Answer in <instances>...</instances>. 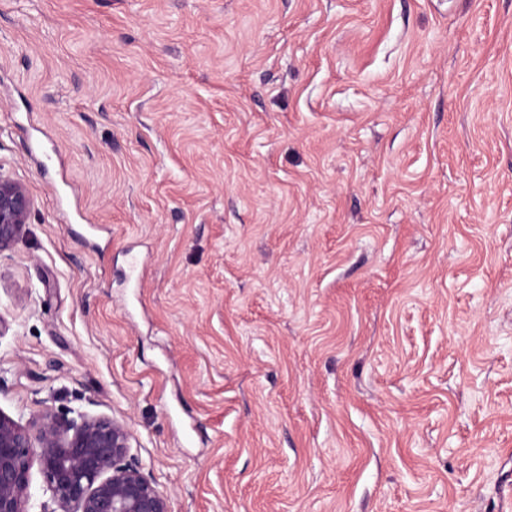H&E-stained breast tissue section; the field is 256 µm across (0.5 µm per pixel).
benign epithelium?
Here are the masks:
<instances>
[{
    "mask_svg": "<svg viewBox=\"0 0 512 512\" xmlns=\"http://www.w3.org/2000/svg\"><path fill=\"white\" fill-rule=\"evenodd\" d=\"M33 200L0 174V253L27 224ZM133 433L114 418L46 410L23 426L0 412V512H29V471L39 466L57 512H170L168 496L132 454Z\"/></svg>",
    "mask_w": 512,
    "mask_h": 512,
    "instance_id": "7a95c632",
    "label": "benign epithelium"
}]
</instances>
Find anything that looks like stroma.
<instances>
[{"label":"stroma","instance_id":"1","mask_svg":"<svg viewBox=\"0 0 512 512\" xmlns=\"http://www.w3.org/2000/svg\"><path fill=\"white\" fill-rule=\"evenodd\" d=\"M0 173L1 413L171 512H512V0H0ZM33 200L19 180L0 174V253L10 249L27 224Z\"/></svg>","mask_w":512,"mask_h":512}]
</instances>
